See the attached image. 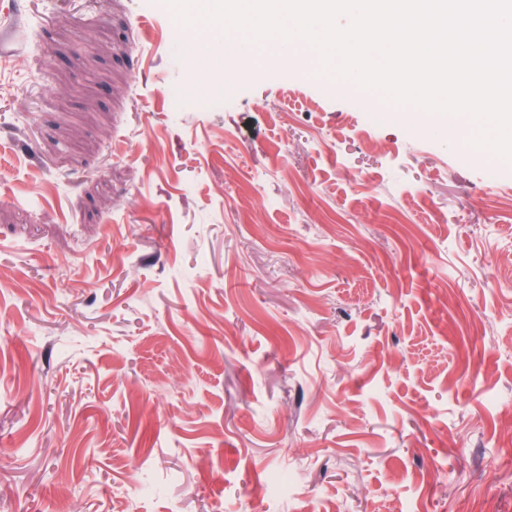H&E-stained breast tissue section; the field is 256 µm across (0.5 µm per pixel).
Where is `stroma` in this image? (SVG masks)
Segmentation results:
<instances>
[{
  "label": "stroma",
  "instance_id": "35a3bbf8",
  "mask_svg": "<svg viewBox=\"0 0 512 512\" xmlns=\"http://www.w3.org/2000/svg\"><path fill=\"white\" fill-rule=\"evenodd\" d=\"M373 107L0 0V512H512V163Z\"/></svg>",
  "mask_w": 512,
  "mask_h": 512
}]
</instances>
